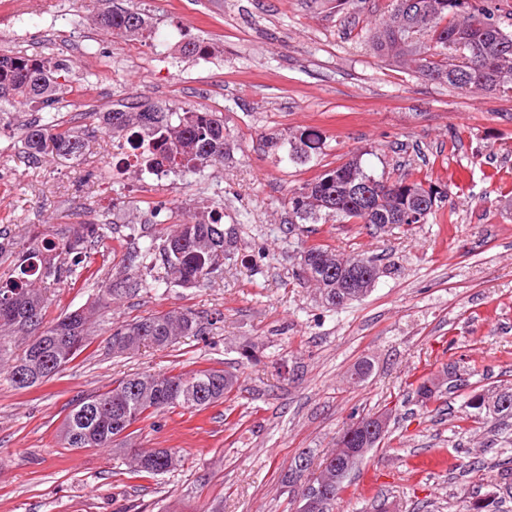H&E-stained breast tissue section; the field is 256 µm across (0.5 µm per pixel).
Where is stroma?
<instances>
[{
    "mask_svg": "<svg viewBox=\"0 0 512 512\" xmlns=\"http://www.w3.org/2000/svg\"><path fill=\"white\" fill-rule=\"evenodd\" d=\"M151 35L102 29L85 0H0V53L67 60L71 94L60 118L84 129L93 113L136 98L222 113L224 163L204 178L112 176V135L92 137L76 160L28 163L21 113L0 114V225L61 232L106 224L113 252L94 259L113 276L171 230L152 203L188 216L222 202L231 232L222 274L202 288L162 281L137 266L90 321L91 344L54 380L25 390L0 376V512H295L282 477L309 454L316 477L337 433L390 413L389 431L352 473L336 512H467L512 469V426L459 424L467 396L512 385V98L462 92L415 65L379 57L368 36L390 0H141ZM192 37L211 43L185 56ZM309 129L323 145L294 148ZM374 176L409 175L445 190L428 223L384 227L294 223L295 189L353 155ZM324 244L378 258L365 297L326 308L299 281L300 252ZM98 278L52 290L48 318L90 307ZM187 308L201 336L165 349L113 353V326ZM251 347L253 360L241 355ZM370 359L368 379L347 383ZM455 365L459 382L429 408L417 376ZM215 367L237 378L224 402L180 408L133 426L131 442L176 452V470L129 478L109 448L62 447L76 400L132 374Z\"/></svg>",
    "mask_w": 512,
    "mask_h": 512,
    "instance_id": "1",
    "label": "stroma"
}]
</instances>
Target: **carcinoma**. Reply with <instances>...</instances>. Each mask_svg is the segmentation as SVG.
<instances>
[{
  "mask_svg": "<svg viewBox=\"0 0 512 512\" xmlns=\"http://www.w3.org/2000/svg\"><path fill=\"white\" fill-rule=\"evenodd\" d=\"M99 24L130 38L150 34L148 20L137 7L120 8L113 0H92ZM373 49L393 61H415L425 77L460 90L478 89L512 96V31L489 7V0H392L390 21L375 30ZM68 67L54 57L0 54V104L20 107L37 118L19 127L24 153L32 162L45 156L70 159L85 146V133L58 120V105L71 92ZM112 138L141 150L142 173L162 168L184 175L204 171L224 161V119L215 112L138 101L120 102L104 113ZM372 180L385 187L365 203L356 184ZM440 187L408 181L404 175L377 178L364 169L361 158L329 169L306 182L288 199L301 222L361 224H425L441 198ZM223 212L203 211L176 223L160 249L164 279L184 288L207 283L224 267L228 240ZM111 239L105 224H79L66 235L40 231L23 242L0 228V258L12 272L0 276V362L12 361L10 382L19 389L40 386L89 346L88 313L75 310L51 322L45 320L48 292L77 283V269L107 253ZM337 253L327 245L302 251V279L317 286L322 302L332 310L362 298L357 282L364 271L339 275ZM204 334L199 316L189 309L150 314L112 329V351L130 353L142 346L164 347L184 336ZM455 369L416 379L414 394L421 405L433 402ZM236 377L210 367L191 373L148 374L125 378L111 390L82 398L72 405L62 424L66 448H111L122 453L128 473L153 478L175 469L169 449L141 453L128 448L129 429L138 421L171 408L200 411L226 398ZM512 419V386L473 393L464 402L462 421ZM339 443L368 453L362 431L348 426Z\"/></svg>",
  "mask_w": 512,
  "mask_h": 512,
  "instance_id": "obj_1",
  "label": "carcinoma"
}]
</instances>
